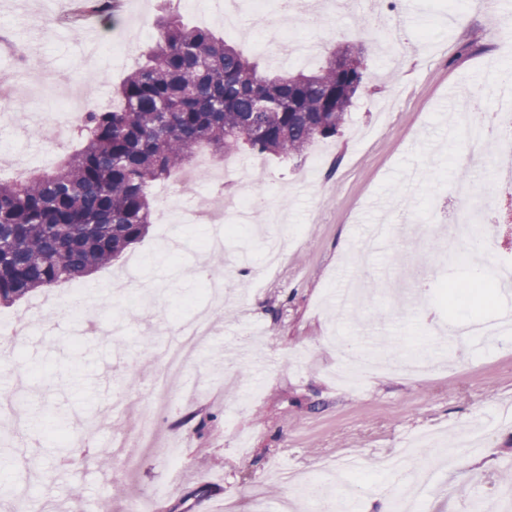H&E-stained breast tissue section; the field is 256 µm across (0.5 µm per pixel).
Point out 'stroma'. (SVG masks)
<instances>
[{
	"instance_id": "35a3bbf8",
	"label": "stroma",
	"mask_w": 512,
	"mask_h": 512,
	"mask_svg": "<svg viewBox=\"0 0 512 512\" xmlns=\"http://www.w3.org/2000/svg\"><path fill=\"white\" fill-rule=\"evenodd\" d=\"M341 12L317 10L294 20L266 9L247 15L249 32L232 40L262 65L275 66L283 46H314L311 57L289 68H314L343 44L362 47L369 76L346 124L299 162L262 160L239 165L235 192L263 198L277 217L241 225L226 239V293L212 305L195 269L207 263L200 241L212 225L171 226L188 235L178 253L164 245L158 225L80 288L64 283L52 293L65 311L38 306L41 292L0 316L25 313L28 333L12 339L0 368V398L17 395L22 416L0 415V512H97L111 498L112 512L135 499L155 512H235L282 508L296 480H317L322 465L347 474L339 497L355 506L403 495V478L386 473L384 460L410 436L430 430L460 439L486 420L495 404L512 403V350L485 337L446 336L455 324L493 320L500 290L479 302L444 294L460 278L498 282L512 264V223L494 225L488 248L473 253L466 234L442 235L462 206L453 193L463 142L454 121L462 98L494 109L491 92L512 76V47L502 23L512 22V0H485L452 17L436 0H347ZM56 0H0V32L15 39L36 66L18 84L14 102L0 107V178L9 167L52 169L62 150L43 138L46 122L71 120L66 97L76 91L95 101L114 98L157 35L156 23L190 19L178 0H117L108 23L80 32L54 23ZM360 16L371 25H356ZM145 26L121 68L97 55L83 60L79 47H103L127 30ZM388 225L382 248L365 250L372 225ZM289 242L278 268L265 272L266 244ZM140 259L152 304L128 302L117 283ZM94 301L78 306L79 298ZM212 310L213 335L187 370L193 395H176L153 448L132 460L103 467L81 448L111 447L138 425L158 356L179 321ZM376 363L362 386L336 379L337 346ZM422 353L433 365L415 379L387 364L400 354ZM136 386H129V375ZM182 449L173 469L166 449ZM359 466L346 471L345 461ZM162 498H152L154 488ZM512 493V415L499 416L480 452L441 466L424 512H466L472 498L504 499Z\"/></svg>"
}]
</instances>
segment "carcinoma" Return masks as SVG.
I'll return each mask as SVG.
<instances>
[{"label":"carcinoma","mask_w":512,"mask_h":512,"mask_svg":"<svg viewBox=\"0 0 512 512\" xmlns=\"http://www.w3.org/2000/svg\"><path fill=\"white\" fill-rule=\"evenodd\" d=\"M114 8L115 0H78L72 30L112 21ZM369 69L348 48L317 70L270 73L209 29L162 22L145 63L123 82L122 108L84 112L79 151L43 174L0 181V304L112 264L152 224V186L202 148L288 162L336 137ZM489 288L452 285L455 295Z\"/></svg>","instance_id":"obj_1"}]
</instances>
